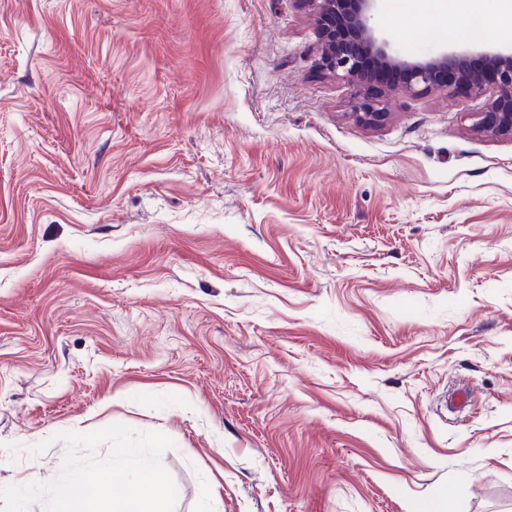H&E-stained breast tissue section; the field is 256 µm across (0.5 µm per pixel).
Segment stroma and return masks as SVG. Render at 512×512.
<instances>
[{"label": "stroma", "instance_id": "35a3bbf8", "mask_svg": "<svg viewBox=\"0 0 512 512\" xmlns=\"http://www.w3.org/2000/svg\"><path fill=\"white\" fill-rule=\"evenodd\" d=\"M371 25L409 60L512 49L435 0ZM316 26L0 0V487L123 424L173 440L174 512H512V140L469 119L495 90L365 127Z\"/></svg>", "mask_w": 512, "mask_h": 512}]
</instances>
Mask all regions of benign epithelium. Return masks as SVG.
I'll list each match as a JSON object with an SVG mask.
<instances>
[{"instance_id": "obj_1", "label": "benign epithelium", "mask_w": 512, "mask_h": 512, "mask_svg": "<svg viewBox=\"0 0 512 512\" xmlns=\"http://www.w3.org/2000/svg\"><path fill=\"white\" fill-rule=\"evenodd\" d=\"M315 10L317 25V67L324 73L345 79L354 88L351 116L369 128H379L390 118L386 102L395 94L429 92L441 87L464 85L475 95L486 90L482 73L470 66L465 55L443 54L426 60H405L392 55L370 25L376 0H299ZM371 59L384 69L403 74L399 83L380 87L364 68ZM493 69L495 96L480 112L470 113L471 129L477 133L512 140V52L486 57Z\"/></svg>"}]
</instances>
